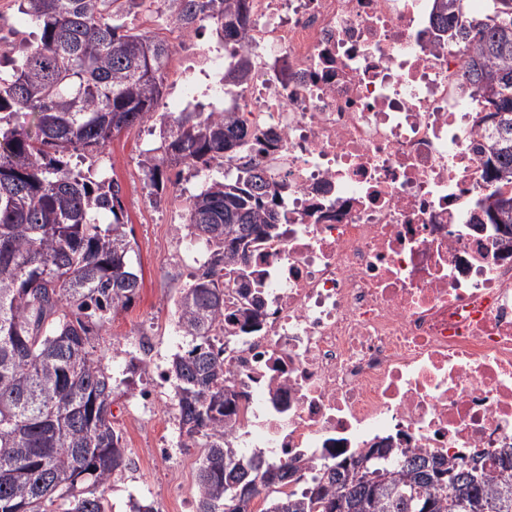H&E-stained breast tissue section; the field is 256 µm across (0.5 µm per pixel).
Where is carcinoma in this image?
<instances>
[{
    "instance_id": "obj_1",
    "label": "carcinoma",
    "mask_w": 512,
    "mask_h": 512,
    "mask_svg": "<svg viewBox=\"0 0 512 512\" xmlns=\"http://www.w3.org/2000/svg\"><path fill=\"white\" fill-rule=\"evenodd\" d=\"M148 0H18L38 29L34 44L0 54V512H107L104 492L127 462L113 425L121 394L91 349V337L126 310L142 282L129 263L117 180L98 170L114 137L159 125L163 153L138 164L158 196L178 165L224 168L248 146L251 132L235 112L195 107L160 113L171 43L128 26ZM171 21L194 34L205 27L224 47L238 45L250 0H162ZM467 27L455 24L465 0H436V21L451 43H470L466 79L496 136L484 148L495 182L512 184V0ZM252 74L242 56L224 72L227 84ZM266 173L245 164L185 198L184 228L205 249L199 274L175 299L190 347L171 373L185 447L203 448L196 512H331L336 502L364 512H410L408 495L434 497L433 512H512V449L450 462L436 455L403 459L371 448L394 477L356 481L358 459L326 467L301 493L272 497L296 476L286 462L257 478V465L237 457L224 434L234 410L224 397V350L212 331L224 325V289L250 288L248 248L279 236L276 196ZM485 223L512 228V206L482 207ZM108 212L112 221L99 222ZM245 243L240 250L227 239ZM454 470L451 488L439 487Z\"/></svg>"
}]
</instances>
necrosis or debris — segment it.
<instances>
[{
  "label": "necrosis or debris",
  "instance_id": "1",
  "mask_svg": "<svg viewBox=\"0 0 512 512\" xmlns=\"http://www.w3.org/2000/svg\"><path fill=\"white\" fill-rule=\"evenodd\" d=\"M434 2L251 0L233 88L229 55L169 59L246 120L282 218L250 250L260 288L224 293L226 440L309 480L367 448L512 447V251L472 221L485 132ZM126 370L151 414L169 376L151 354Z\"/></svg>",
  "mask_w": 512,
  "mask_h": 512
}]
</instances>
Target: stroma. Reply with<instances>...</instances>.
Here are the masks:
<instances>
[{
	"instance_id": "obj_1",
	"label": "stroma",
	"mask_w": 512,
	"mask_h": 512,
	"mask_svg": "<svg viewBox=\"0 0 512 512\" xmlns=\"http://www.w3.org/2000/svg\"><path fill=\"white\" fill-rule=\"evenodd\" d=\"M116 142L122 147L121 153L115 160L104 161L103 167L108 170L116 164L122 168L118 181L124 213L132 231L131 263L153 282L151 303L136 299L91 341L96 356L108 367L113 380L120 381L124 378L125 355L114 344L115 334L134 337L150 331L156 355L166 362L189 346L188 338L170 333L174 316L169 301L176 289L190 283L188 277L179 276L176 263L179 257L188 254L191 239L186 235L174 239L171 227L179 223L183 215V195L197 191L204 182L217 178L218 173L183 168L180 182L167 187L161 200L156 202L148 194L138 161L142 150L160 146V138L146 125L123 131ZM133 406V399L126 395L113 406L115 425L128 447L127 455L132 463L111 480L105 491L109 512H130L128 502L132 499L151 506L154 512H180L182 503L173 497L172 489L180 487L185 497L195 498L197 464L202 451L182 448L170 461L156 457L153 453L156 439L150 428H132L125 421Z\"/></svg>"
}]
</instances>
